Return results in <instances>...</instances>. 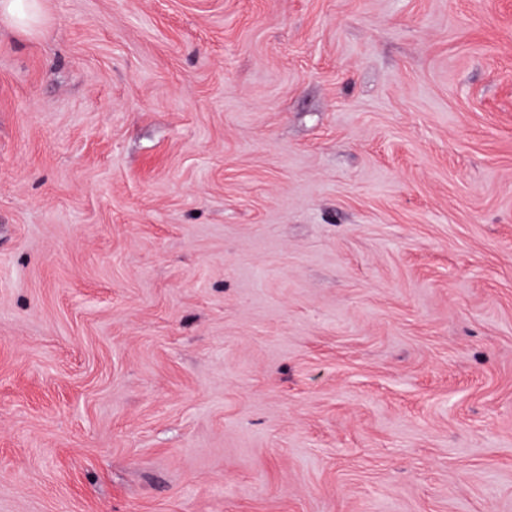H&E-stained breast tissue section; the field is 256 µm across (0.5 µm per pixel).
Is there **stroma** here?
Segmentation results:
<instances>
[{
	"mask_svg": "<svg viewBox=\"0 0 512 512\" xmlns=\"http://www.w3.org/2000/svg\"><path fill=\"white\" fill-rule=\"evenodd\" d=\"M0 21V512H512V0Z\"/></svg>",
	"mask_w": 512,
	"mask_h": 512,
	"instance_id": "1",
	"label": "stroma"
}]
</instances>
